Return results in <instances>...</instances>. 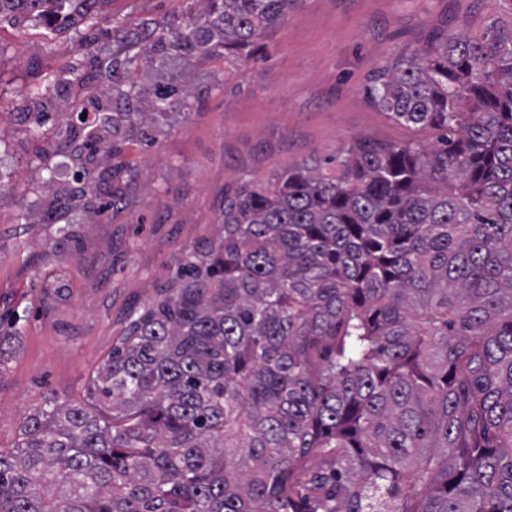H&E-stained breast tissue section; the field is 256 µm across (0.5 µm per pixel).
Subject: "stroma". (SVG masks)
Here are the masks:
<instances>
[{
	"mask_svg": "<svg viewBox=\"0 0 512 512\" xmlns=\"http://www.w3.org/2000/svg\"><path fill=\"white\" fill-rule=\"evenodd\" d=\"M188 0H99L105 16L165 20ZM512 24V0H299L268 27L254 59H175L169 77L194 76L191 109L173 105L147 147L104 150L119 177L136 171L129 198L90 216L85 201L60 206L74 162L55 150L56 112L34 119L25 96L64 61L112 53L82 24L58 30L36 17L0 20V318L24 315L23 333L0 363V448L17 438L23 413L44 397L86 400L91 373L109 356L130 308L168 287L184 255L219 231L225 189L265 180L288 165L340 154L364 140L432 142L369 102L374 72L421 51L436 36L479 34ZM60 214L59 224H22V208Z\"/></svg>",
	"mask_w": 512,
	"mask_h": 512,
	"instance_id": "stroma-1",
	"label": "stroma"
}]
</instances>
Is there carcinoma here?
<instances>
[{"instance_id":"obj_1","label":"carcinoma","mask_w":512,"mask_h":512,"mask_svg":"<svg viewBox=\"0 0 512 512\" xmlns=\"http://www.w3.org/2000/svg\"><path fill=\"white\" fill-rule=\"evenodd\" d=\"M98 0H0L80 18L109 99L58 149L154 142L191 79L144 89L140 62L253 57L294 0H192L156 21L101 18ZM60 63L28 90L82 80ZM433 145L357 141L224 191L220 233L131 308L85 404L44 400L0 449V512H512V25L443 34L366 88Z\"/></svg>"}]
</instances>
